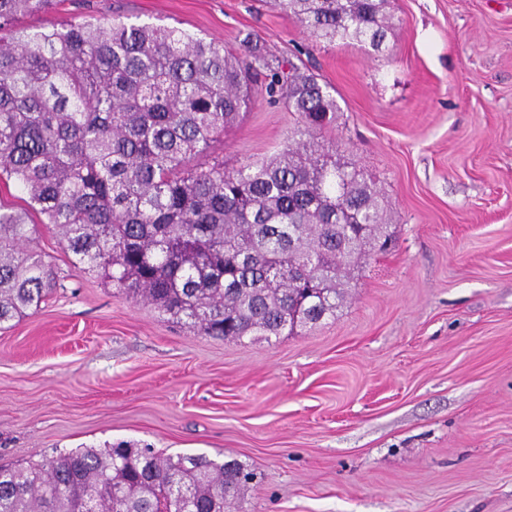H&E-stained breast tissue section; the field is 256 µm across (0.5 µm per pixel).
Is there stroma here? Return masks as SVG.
Listing matches in <instances>:
<instances>
[{"mask_svg":"<svg viewBox=\"0 0 512 512\" xmlns=\"http://www.w3.org/2000/svg\"><path fill=\"white\" fill-rule=\"evenodd\" d=\"M381 51L312 39L269 0H55L27 25L179 26L306 65L340 106L324 140L380 190L396 237L335 318L271 341L190 333L74 268L0 326V464L120 441L236 458L239 512H512V0H388ZM256 102L215 151L277 152Z\"/></svg>","mask_w":512,"mask_h":512,"instance_id":"1","label":"stroma"}]
</instances>
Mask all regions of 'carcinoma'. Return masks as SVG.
Here are the masks:
<instances>
[{
	"label": "carcinoma",
	"mask_w": 512,
	"mask_h": 512,
	"mask_svg": "<svg viewBox=\"0 0 512 512\" xmlns=\"http://www.w3.org/2000/svg\"><path fill=\"white\" fill-rule=\"evenodd\" d=\"M50 2L0 0V180L19 183L76 263L195 334L269 341L336 316L366 248L393 235L374 184L318 137L340 111L329 86L257 43L237 57L177 26L19 24ZM383 4L273 0L318 40L374 50ZM259 98L299 125L274 157L229 170L214 144ZM35 234L0 204V325L56 287ZM253 479L236 459L120 442L0 466V512H81L86 499L99 512H221Z\"/></svg>",
	"instance_id": "carcinoma-1"
}]
</instances>
